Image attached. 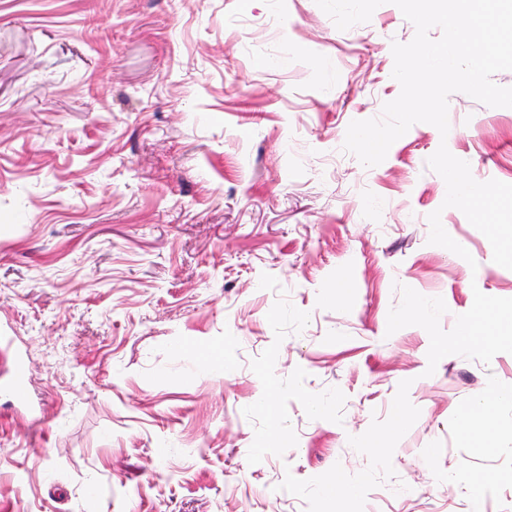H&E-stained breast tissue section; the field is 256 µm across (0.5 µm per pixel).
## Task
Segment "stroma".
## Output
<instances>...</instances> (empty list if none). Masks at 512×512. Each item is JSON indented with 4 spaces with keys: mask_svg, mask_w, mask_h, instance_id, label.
Masks as SVG:
<instances>
[{
    "mask_svg": "<svg viewBox=\"0 0 512 512\" xmlns=\"http://www.w3.org/2000/svg\"><path fill=\"white\" fill-rule=\"evenodd\" d=\"M414 35L390 0H0V512H512V402L459 420L512 388V270L427 165L512 184V108L343 149ZM485 397H487L488 401L485 399ZM485 397L478 396L471 402L468 412L463 417L465 424H468L471 418H477L486 414L492 407L499 405L500 402H511L512 390L511 388L502 389L490 397Z\"/></svg>",
    "mask_w": 512,
    "mask_h": 512,
    "instance_id": "stroma-1",
    "label": "stroma"
}]
</instances>
